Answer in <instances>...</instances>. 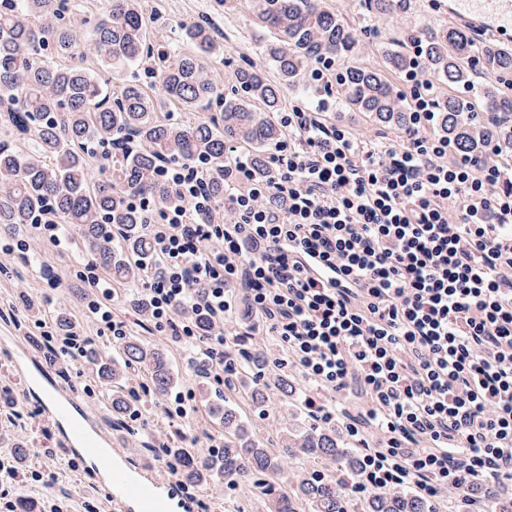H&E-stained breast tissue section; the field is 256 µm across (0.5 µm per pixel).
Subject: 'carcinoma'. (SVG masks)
<instances>
[{
  "mask_svg": "<svg viewBox=\"0 0 512 512\" xmlns=\"http://www.w3.org/2000/svg\"><path fill=\"white\" fill-rule=\"evenodd\" d=\"M259 23L275 37L265 45L277 81L251 68L236 74L237 91L224 98L222 120L212 118L181 123L162 117L159 100L141 86L123 87L114 104L104 74L112 65L135 67L148 56L146 23L139 0H108L98 22L91 50L98 70L59 66L49 57L77 53L78 43L56 0H9L0 11V96L9 100L6 124L14 134L35 130L28 150L19 152L0 145V229L7 236L26 230L31 219L52 204L62 224L79 230L83 254L110 272L112 282L128 284L141 278V262L149 256L142 215L129 208L130 195L166 197L162 183L148 179L149 171L165 159L192 163L201 157L224 162V145L234 144L251 152L258 170L264 156L283 139L276 112L284 91L302 73L323 58L336 61L356 57L360 39L357 28L339 16L325 0H250ZM367 12L411 7V0H365ZM423 49L427 73L448 89L467 88L476 79L495 78L496 90L488 96L484 111L457 95L441 101L437 123L448 141L469 157L485 147L512 148V50L494 42L478 43L461 25H443L414 37ZM176 60L161 72L164 100L185 110L209 107L217 86L208 63L223 54V47L209 28L192 24L182 28L181 40L171 47ZM413 55L398 49L385 52V69L351 65L343 72L345 107L361 112L383 125H404L408 120L403 95L384 70L403 74L412 68ZM261 104L257 110L255 104ZM134 136L146 145L141 151L107 153L108 165L98 171L87 165V153L95 145L113 144ZM86 360L98 375L121 384L133 367L150 374L154 393L168 392L176 383L162 353L134 337L118 357L98 364L90 348ZM265 358L252 354L240 360L228 385L251 391L254 406L265 404L258 389L255 369ZM274 386L297 397L299 415L308 417L304 386L281 375ZM142 409L130 394L112 393V423L120 427L124 417ZM224 446L207 453L187 446L175 433L170 445L151 448L164 452L176 465L174 476L185 486L201 487L215 480L234 486L250 480L267 500L268 512H434L431 503L406 489L356 495L352 488L359 476L360 451L339 429L306 422L285 428L275 451L252 439L247 422L232 411L222 414ZM302 457L311 468L288 473L285 460Z\"/></svg>",
  "mask_w": 512,
  "mask_h": 512,
  "instance_id": "carcinoma-1",
  "label": "carcinoma"
}]
</instances>
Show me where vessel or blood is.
I'll return each instance as SVG.
<instances>
[{"label": "vessel or blood", "instance_id": "1", "mask_svg": "<svg viewBox=\"0 0 512 512\" xmlns=\"http://www.w3.org/2000/svg\"><path fill=\"white\" fill-rule=\"evenodd\" d=\"M9 358L25 386L35 387L29 369L35 359L31 350L20 347L10 351ZM71 401L59 388L49 389L42 411L52 422H59ZM62 444L71 454L91 462V475L108 493L115 512H162L160 503L165 499L175 501L181 512H196L195 499L185 496L178 482L157 480L149 467L125 455L104 426L83 420L69 428Z\"/></svg>", "mask_w": 512, "mask_h": 512}]
</instances>
